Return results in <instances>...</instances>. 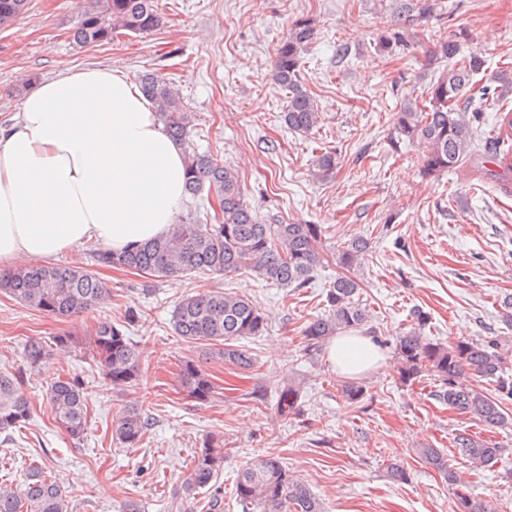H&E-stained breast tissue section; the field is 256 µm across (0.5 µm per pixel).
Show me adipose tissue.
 I'll list each match as a JSON object with an SVG mask.
<instances>
[{"mask_svg": "<svg viewBox=\"0 0 512 512\" xmlns=\"http://www.w3.org/2000/svg\"><path fill=\"white\" fill-rule=\"evenodd\" d=\"M183 148L121 70H68L39 82L0 127V269L92 243L123 251L164 235L183 200ZM342 374L378 369L370 336H339Z\"/></svg>", "mask_w": 512, "mask_h": 512, "instance_id": "adipose-tissue-1", "label": "adipose tissue"}]
</instances>
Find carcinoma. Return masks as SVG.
<instances>
[{"mask_svg":"<svg viewBox=\"0 0 512 512\" xmlns=\"http://www.w3.org/2000/svg\"><path fill=\"white\" fill-rule=\"evenodd\" d=\"M30 0H0V25L28 11ZM448 13L446 0H390L383 8V31L377 50L392 54L407 46L405 25ZM163 23L156 0H86L72 31L79 45L110 42L118 34L143 35ZM317 34L310 17L293 21L288 36L275 53L272 79L286 92L283 120L288 129L308 134L318 127L320 112L303 82V54ZM468 32L461 29L438 41L436 58L446 62L422 101H408L394 116L398 135L409 142L425 145L421 176L437 179L475 156L512 172V108L497 109L494 135L485 139L482 149L475 146L474 119L469 113L474 76L484 60L462 54L461 42ZM139 90L156 108L165 131L183 144L193 126L190 112L172 83L155 74L139 79ZM185 191L193 196L203 188L215 193L218 209L214 223L189 218L173 224L167 233L135 249L120 253L100 250L98 262L136 270L161 280L187 273H251L280 288H304L322 261L319 251L321 230L316 224L285 223L275 216L258 218L245 202L237 173L212 154L195 150L184 152ZM336 153L325 151L316 159L314 175L326 179L336 169ZM367 242L353 240L338 248V262L353 268L366 252ZM0 290L42 312L69 318L93 311L107 291L94 274L78 268L35 264L17 270H0ZM359 282L347 275L336 277L327 292L328 313L309 320L302 329L308 351L319 349L330 337L358 329L368 321V311L356 296ZM429 323L426 312L412 313L411 329L397 338L401 361L399 379L407 384L429 376L436 385V396L448 408L468 414L488 428L502 425L506 416L503 401L512 399V374L496 339L437 341L424 334ZM173 330L187 342L208 341L224 345V360L242 368L253 366V359L240 341L260 336L268 318L244 295L223 291L187 294L177 303L172 317ZM76 344L75 337L54 336L46 341L32 338L24 349V364L0 371V433L24 428L31 418L26 395L32 371L54 349ZM88 355L102 379L110 385L131 391L140 388L142 373L136 346L127 336L125 325L108 319L97 323L87 345ZM470 374L492 382L495 395L487 396L461 382ZM188 394L200 402H210L214 386L192 361L180 370ZM53 421L75 440L84 437L88 425L86 388L77 376L61 377L45 393ZM112 432L119 443L136 447L148 432L142 408L127 404L120 408ZM456 447L476 468L498 463L503 449L476 441L465 433L455 436ZM424 463L441 474L454 492L456 512H496L492 499H476L467 494L460 474L450 458L437 448H423ZM224 436L211 434L195 452L189 475L183 483V512H195L199 490L215 480L224 467ZM236 496L243 512H323L317 497L303 483L288 475L279 458L263 456L248 463L239 473ZM0 512H72L55 475L32 461L25 466L21 487L0 482Z\"/></svg>","mask_w":512,"mask_h":512,"instance_id":"obj_1","label":"carcinoma"}]
</instances>
